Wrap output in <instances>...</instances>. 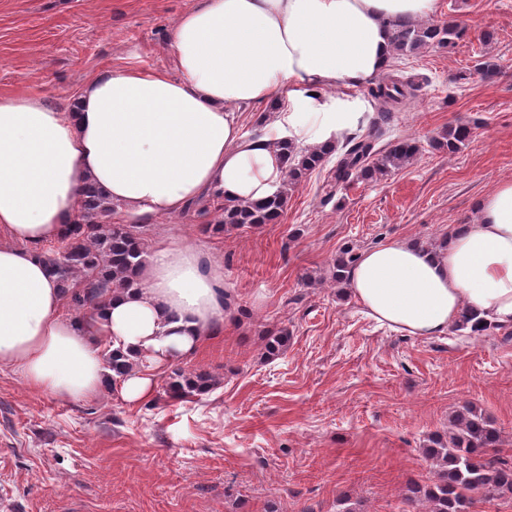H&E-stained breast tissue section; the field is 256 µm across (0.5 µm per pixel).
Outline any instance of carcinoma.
Masks as SVG:
<instances>
[{
    "label": "carcinoma",
    "mask_w": 512,
    "mask_h": 512,
    "mask_svg": "<svg viewBox=\"0 0 512 512\" xmlns=\"http://www.w3.org/2000/svg\"><path fill=\"white\" fill-rule=\"evenodd\" d=\"M392 51L396 56L418 53L432 46L448 48L455 44L460 32L450 24L416 20L392 23ZM417 83L412 77L384 73L369 88L368 94L377 113L364 132L343 139L334 147L301 148L285 142L281 156L286 170L284 186L259 202L241 203L224 200L220 224H202L200 231L215 234L227 226L259 228L275 224L288 206V188L298 185L314 171L336 159L333 177L336 184L354 178L372 180L410 164L419 152L411 140H398L387 147L376 148L383 135V125L391 118L392 108L406 105L414 96ZM473 127L459 123L448 127L434 139L433 147L459 151L471 139ZM109 212L97 190L85 189L84 210L78 222L64 226L61 234L48 249L40 252L52 275L72 305L80 310H100L112 292L136 285V276L145 265V243L137 235V224H104L100 216ZM349 252L336 256L333 278L336 284L345 283V273L354 264ZM481 335L489 328L482 319L470 312L454 327ZM289 332L281 328L269 335L267 353L275 355L288 346ZM108 373L104 388L111 391L133 371L135 363L127 356L111 352L104 355ZM219 384L208 373L189 372L183 368L171 371L163 397L177 402L203 395ZM500 434L478 411L466 406L452 424L448 438L433 440L426 454L436 467L435 480L428 486L414 485L404 497V512H473L477 499L494 500L512 496V458L495 451Z\"/></svg>",
    "instance_id": "cac0c4a2"
}]
</instances>
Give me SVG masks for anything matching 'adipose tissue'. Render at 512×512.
Segmentation results:
<instances>
[{"mask_svg": "<svg viewBox=\"0 0 512 512\" xmlns=\"http://www.w3.org/2000/svg\"><path fill=\"white\" fill-rule=\"evenodd\" d=\"M438 0H203L169 34L176 77L105 69L68 111L0 95V366L35 391L97 393L103 349L136 363L119 392L149 398L154 372L194 353L224 318V291L189 248L154 247L142 288L113 293L101 316L68 318L39 248L82 209L94 184L108 207L173 216L203 191L251 202L280 187V143L322 146L361 115L349 89L392 56L397 19L424 20ZM338 94L324 97V90ZM282 102L267 134L246 138L236 110ZM474 223L443 249L394 239L349 269L352 297L412 336L445 334L464 309L512 329V180L476 204Z\"/></svg>", "mask_w": 512, "mask_h": 512, "instance_id": "obj_1", "label": "adipose tissue"}]
</instances>
